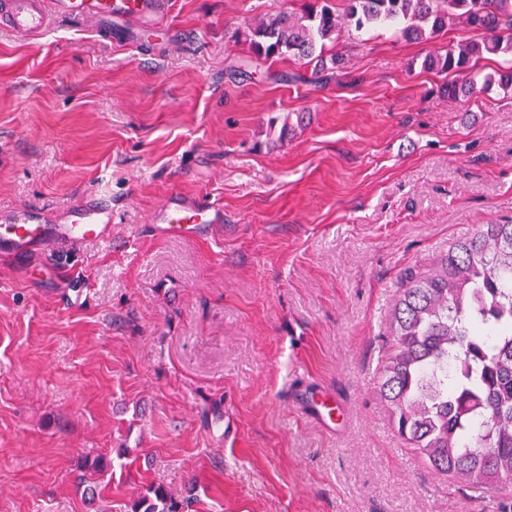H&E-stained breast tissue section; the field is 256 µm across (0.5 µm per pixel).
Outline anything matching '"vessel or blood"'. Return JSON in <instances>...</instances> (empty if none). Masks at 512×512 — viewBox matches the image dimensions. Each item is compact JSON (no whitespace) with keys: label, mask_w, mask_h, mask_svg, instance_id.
<instances>
[{"label":"vessel or blood","mask_w":512,"mask_h":512,"mask_svg":"<svg viewBox=\"0 0 512 512\" xmlns=\"http://www.w3.org/2000/svg\"><path fill=\"white\" fill-rule=\"evenodd\" d=\"M168 0H0V25L17 35L29 37L44 32L53 22H100L107 33H116L123 22L139 25L143 39L157 38L167 28ZM224 221V208L217 203L200 205L195 199L173 194L152 218L157 235L197 233L202 225ZM112 205L94 195L69 211L59 221L46 223L39 209L23 207L0 214V251L25 255L29 250L53 249L60 243L86 238L109 239ZM305 409L317 418L331 419L336 398L325 391L309 393Z\"/></svg>","instance_id":"1"}]
</instances>
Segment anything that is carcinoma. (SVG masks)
I'll return each instance as SVG.
<instances>
[{
  "label": "carcinoma",
  "instance_id": "carcinoma-1",
  "mask_svg": "<svg viewBox=\"0 0 512 512\" xmlns=\"http://www.w3.org/2000/svg\"><path fill=\"white\" fill-rule=\"evenodd\" d=\"M457 19L480 37L426 55L422 68L445 76L450 101L512 89V60L478 67L512 56V0H345L340 14L307 3L248 24L244 37L258 57L297 56L325 72L346 63L328 48L344 31L390 26L399 39L427 41ZM388 341L379 393L397 434L433 472L500 509L498 495L512 491V224H482L432 267L404 270ZM187 505L150 487L130 512Z\"/></svg>",
  "mask_w": 512,
  "mask_h": 512
}]
</instances>
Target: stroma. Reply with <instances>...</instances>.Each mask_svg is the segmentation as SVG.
I'll return each instance as SVG.
<instances>
[{
	"mask_svg": "<svg viewBox=\"0 0 512 512\" xmlns=\"http://www.w3.org/2000/svg\"><path fill=\"white\" fill-rule=\"evenodd\" d=\"M301 4L170 0L155 52L0 27V212L112 200L109 241L0 252V512H128L159 485L187 512H491L406 447L376 369L403 270L512 222V93L442 97L421 62L461 25L341 36L324 80L239 39ZM174 193L223 223L152 235ZM313 388L341 424L302 412Z\"/></svg>",
	"mask_w": 512,
	"mask_h": 512,
	"instance_id": "1",
	"label": "stroma"
}]
</instances>
